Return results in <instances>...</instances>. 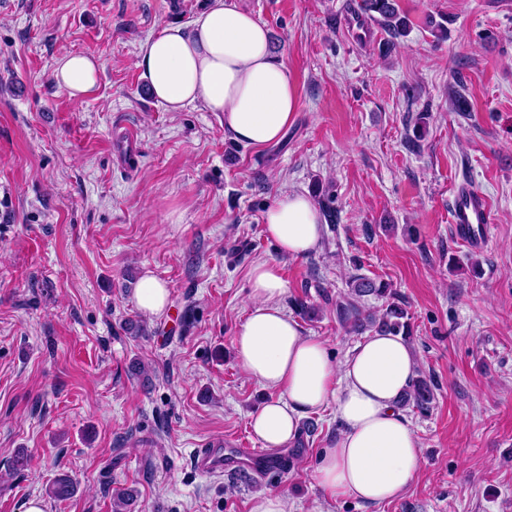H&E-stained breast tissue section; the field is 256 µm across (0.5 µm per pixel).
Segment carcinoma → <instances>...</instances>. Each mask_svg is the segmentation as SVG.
I'll return each mask as SVG.
<instances>
[{"label":"carcinoma","instance_id":"carcinoma-1","mask_svg":"<svg viewBox=\"0 0 512 512\" xmlns=\"http://www.w3.org/2000/svg\"><path fill=\"white\" fill-rule=\"evenodd\" d=\"M365 10L378 14L387 30L396 35L408 26L406 17L400 15L393 0H364ZM353 295L336 302V316L348 332H359L372 326L378 332L408 336L411 324L405 310L391 302L383 315L375 320L364 313L358 305V299L365 296L387 297L390 295L389 284L369 278L356 277L351 284ZM434 400L433 384L422 376H417L410 388L402 396L400 403L410 406L422 413L429 411ZM75 491L74 482L67 475L57 477L49 488V496L55 500H66Z\"/></svg>","mask_w":512,"mask_h":512}]
</instances>
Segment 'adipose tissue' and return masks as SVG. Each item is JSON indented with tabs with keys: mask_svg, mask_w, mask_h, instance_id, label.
I'll list each match as a JSON object with an SVG mask.
<instances>
[{
	"mask_svg": "<svg viewBox=\"0 0 512 512\" xmlns=\"http://www.w3.org/2000/svg\"><path fill=\"white\" fill-rule=\"evenodd\" d=\"M137 65L168 111L203 105L249 146L279 140L296 111V89L271 50L266 26L231 0H209L188 23L160 26L141 46ZM54 78L81 100L97 84L98 63L87 54H65ZM263 224L284 258L309 255L322 240L321 214L297 190L281 191ZM249 283L251 304L232 345L244 374L271 393L250 418L253 434L264 447H288L303 417L333 407L341 430L320 452L319 487L330 498L365 505L399 497L421 457L416 432L398 406L418 368L411 347L403 337L376 333L333 362L326 343L304 335L285 311L277 263H257Z\"/></svg>",
	"mask_w": 512,
	"mask_h": 512,
	"instance_id": "1",
	"label": "adipose tissue"
}]
</instances>
